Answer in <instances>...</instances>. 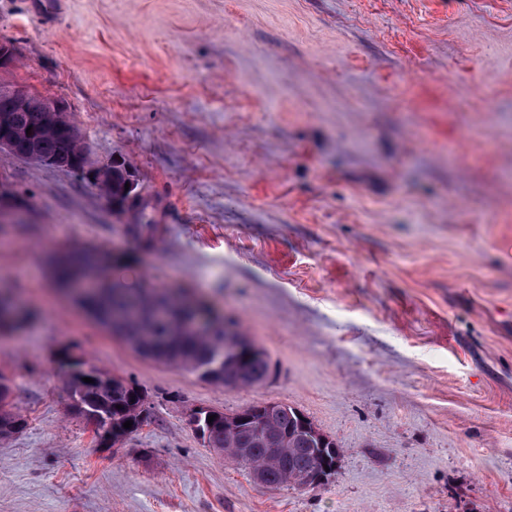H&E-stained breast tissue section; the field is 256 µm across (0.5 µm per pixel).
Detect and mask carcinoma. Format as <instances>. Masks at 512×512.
I'll list each match as a JSON object with an SVG mask.
<instances>
[{
    "label": "carcinoma",
    "instance_id": "carcinoma-1",
    "mask_svg": "<svg viewBox=\"0 0 512 512\" xmlns=\"http://www.w3.org/2000/svg\"><path fill=\"white\" fill-rule=\"evenodd\" d=\"M6 114L14 128L21 131L36 126L37 117L8 96H0V114ZM9 151L26 159L32 154L62 158L68 153L65 139L45 131L33 130L13 139ZM132 181L126 164L112 166V197L118 210L130 214L129 234L141 243L152 240L156 220L146 216L149 200L139 196L126 202L125 184ZM121 258L96 246L66 251L55 261L53 277L63 287L79 272L90 270L95 280L90 291L79 297L81 304L95 301L93 316L112 334L123 338L136 352L155 361L186 367L204 379L226 387L231 382L258 384L268 375L267 356H245L224 344V321L210 318V327L202 335L189 333L184 318L194 313L182 304L184 297L157 288H130L108 279L109 269ZM25 317L17 314L13 297L0 292V334L18 329ZM66 385L79 413L94 426L97 436L105 427L119 436L138 431L140 416L150 419L145 392L137 385L110 375L94 366L61 360ZM93 379L86 383L83 378ZM10 387L0 374V439L19 433L23 419L10 408ZM215 419L206 428L203 440L208 447L223 452L228 459L249 468L264 467L267 486L295 485L300 478L312 477L316 486L335 474L336 460L343 448L335 438L324 434L304 413L288 404L256 402L230 415L213 412ZM131 420L127 430L123 424Z\"/></svg>",
    "mask_w": 512,
    "mask_h": 512
}]
</instances>
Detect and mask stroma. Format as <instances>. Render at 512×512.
<instances>
[{
	"mask_svg": "<svg viewBox=\"0 0 512 512\" xmlns=\"http://www.w3.org/2000/svg\"><path fill=\"white\" fill-rule=\"evenodd\" d=\"M0 0V82L64 102L98 164L163 212L150 245L95 186L0 150V335L25 428L0 512H512V0ZM93 244L114 282L236 319L270 373L227 388L143 357L53 283ZM142 387L99 447L61 358ZM297 407L343 448L266 488L191 409ZM25 317L17 314L13 305V297L0 292V334L18 329L24 322Z\"/></svg>",
	"mask_w": 512,
	"mask_h": 512,
	"instance_id": "1",
	"label": "stroma"
}]
</instances>
